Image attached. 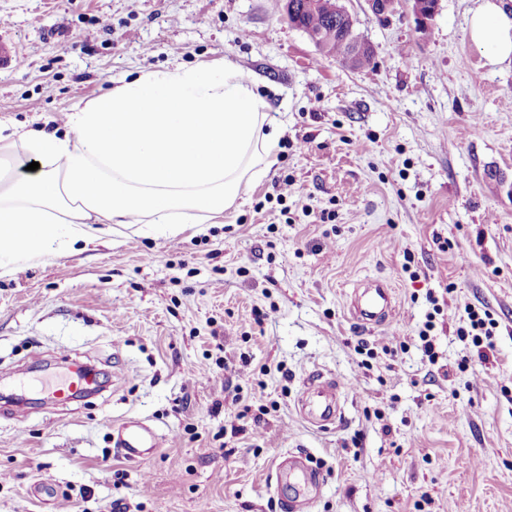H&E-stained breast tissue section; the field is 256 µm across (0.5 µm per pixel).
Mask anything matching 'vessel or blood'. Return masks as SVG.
Masks as SVG:
<instances>
[{
  "instance_id": "vessel-or-blood-1",
  "label": "vessel or blood",
  "mask_w": 512,
  "mask_h": 512,
  "mask_svg": "<svg viewBox=\"0 0 512 512\" xmlns=\"http://www.w3.org/2000/svg\"><path fill=\"white\" fill-rule=\"evenodd\" d=\"M354 319L360 328L370 330L387 322L395 305L387 284L373 282L355 292L352 300ZM345 384L324 372L310 373L302 386L298 410L311 425L325 428L341 421ZM164 437L152 427L128 420L118 428V450L128 461L137 462L163 445ZM276 488L282 489L280 506L283 512H310L312 503L303 492V485L321 486L322 475L308 466L303 458H284L271 475Z\"/></svg>"
}]
</instances>
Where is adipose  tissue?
Returning a JSON list of instances; mask_svg holds the SVG:
<instances>
[{
	"label": "adipose tissue",
	"mask_w": 512,
	"mask_h": 512,
	"mask_svg": "<svg viewBox=\"0 0 512 512\" xmlns=\"http://www.w3.org/2000/svg\"><path fill=\"white\" fill-rule=\"evenodd\" d=\"M490 61L512 60V13L484 0L469 23ZM69 131L0 136V275L97 245L100 224L173 237L235 209L274 164L280 131L231 65L146 71L74 109ZM39 167L16 177L18 151Z\"/></svg>",
	"instance_id": "obj_1"
}]
</instances>
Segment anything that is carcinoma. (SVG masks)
Returning <instances> with one entry per match:
<instances>
[{
    "mask_svg": "<svg viewBox=\"0 0 512 512\" xmlns=\"http://www.w3.org/2000/svg\"><path fill=\"white\" fill-rule=\"evenodd\" d=\"M288 24L303 32L319 54L343 62L350 41L359 37L342 27L336 0H288Z\"/></svg>",
    "mask_w": 512,
    "mask_h": 512,
    "instance_id": "1",
    "label": "carcinoma"
}]
</instances>
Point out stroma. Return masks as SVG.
Listing matches in <instances>:
<instances>
[{
    "label": "stroma",
    "instance_id": "35a3bbf8",
    "mask_svg": "<svg viewBox=\"0 0 512 512\" xmlns=\"http://www.w3.org/2000/svg\"><path fill=\"white\" fill-rule=\"evenodd\" d=\"M482 3L441 0L422 30L345 0L377 61L353 70L283 0H0V122L59 136L119 81L228 61L287 145L232 223L127 229L0 277V394L33 401L0 415V512H280L270 475L298 452L324 477L311 512H512V63L471 41ZM368 279L397 312L363 330L349 302ZM468 306L496 321L489 363L457 337ZM77 364L104 391L53 404ZM315 370L348 384L327 432L297 411ZM128 418L163 447L124 459ZM45 475L47 505L30 495Z\"/></svg>",
    "mask_w": 512,
    "mask_h": 512
}]
</instances>
